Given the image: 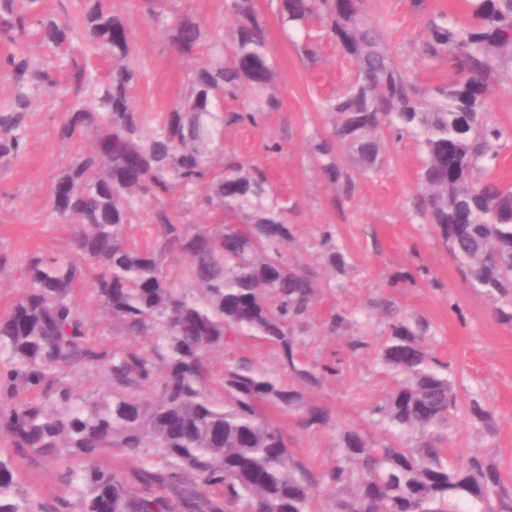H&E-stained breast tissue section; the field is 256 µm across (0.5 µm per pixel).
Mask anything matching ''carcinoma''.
<instances>
[{"mask_svg":"<svg viewBox=\"0 0 512 512\" xmlns=\"http://www.w3.org/2000/svg\"><path fill=\"white\" fill-rule=\"evenodd\" d=\"M0 0V37L12 43L35 33L44 48L67 56L74 105L56 128L78 147L54 182L52 219L73 227L75 254L34 253L27 286L0 319V512H318L323 486L336 512H512V485L489 453L454 454L441 429L464 411L486 426L492 411L473 397L461 406L451 381L431 368L428 326L410 325L379 302L389 318L380 346L396 373L389 395L371 408L378 440L347 429L336 462L316 473L295 456L271 414L300 412L305 429L330 424L331 413L306 402L303 389L340 375L335 361L307 366L299 348L317 288L313 275L286 257L296 244L288 209L264 169L224 157L214 144L224 128L258 124L281 109L277 64L266 19L253 0H232L229 45L209 37L200 20L181 10L167 17L162 0H142L184 57H210L185 75V91L151 125L134 101L142 77L130 28L112 0H82L80 19L40 16V0ZM460 22L431 14L417 51L420 63L448 65V82L422 89L391 53L364 9V0H278L283 25L304 32V51L317 58L306 33L315 18L356 66L345 88L325 101L333 134L313 140L310 153L323 177L350 197L353 167L375 173L387 136L409 135L424 150L415 213L431 224L470 284L493 301L512 297V188L489 176L509 131L487 117L492 91L512 86V0H465ZM93 53L99 71L78 62ZM13 80L11 105L0 109V159L24 149L26 111L35 90L58 83L55 68H37L28 52L0 59ZM247 85L244 110H224ZM206 193H197L199 186ZM173 192L215 215L190 225L159 206L145 243L128 231L142 206ZM320 256L343 268L345 256L326 231ZM170 254L187 259L171 269ZM90 279L101 316L113 333L150 339L146 350L94 341L75 304L77 285ZM187 281L195 294L175 287ZM352 319L338 310L325 331ZM233 335L273 345L292 381L281 382L246 360L224 368L218 394L210 355ZM101 371L107 393L87 398L67 381L73 371ZM121 449L138 457L129 471L101 465ZM68 457L81 462L61 474L67 492L40 500L19 478V460Z\"/></svg>","mask_w":512,"mask_h":512,"instance_id":"cac0c4a2","label":"carcinoma"}]
</instances>
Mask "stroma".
I'll list each match as a JSON object with an SVG mask.
<instances>
[{"label": "stroma", "mask_w": 512, "mask_h": 512, "mask_svg": "<svg viewBox=\"0 0 512 512\" xmlns=\"http://www.w3.org/2000/svg\"><path fill=\"white\" fill-rule=\"evenodd\" d=\"M114 5L131 26L144 70L135 101L142 111L157 115L181 94L193 63L173 49L160 26L143 17L140 0H114ZM254 5L267 20L282 108L266 113L258 125L226 127L224 153L263 167L279 197L287 201L297 238L288 258L309 268L319 288L300 357L310 365L335 359L341 368L340 376L304 392L309 402L330 410V425L307 430L299 425L298 413L279 417L292 451L323 469L335 463L344 429L369 428L370 406L392 388V370L380 356L387 323L373 308L384 297L392 299L403 316L428 324L427 344L447 363L460 400L479 394L493 413L486 427L473 425L462 415L452 420L450 448L457 453L488 452L504 479L512 481V327L498 320L492 301L471 288L433 227L412 210L422 146L412 138L388 140L380 171L357 175L352 198L340 196L322 177L308 144L331 136V118L323 102L343 88L354 63L328 39L319 44L317 63H310L303 34L281 24L277 0H254ZM364 8L392 53L410 65L419 85L431 87L447 80V67L416 63L425 26L411 0H365ZM72 102L62 85L40 92L24 114L28 137L23 153L0 160V317L8 315L26 285L29 255H67L73 249L69 225L57 223L49 214L54 180L74 154L55 134ZM325 230L348 254L345 273L331 274L320 255L319 238ZM396 275L406 281L390 287ZM338 310L349 313L351 326L342 335H325L324 322ZM360 335L368 337L369 348L351 352L348 341ZM241 359L270 375L284 374L277 349L247 336L214 353L211 362L219 372ZM58 469V462L32 460L23 464L21 476L30 491L49 500L65 491Z\"/></svg>", "instance_id": "35a3bbf8"}]
</instances>
